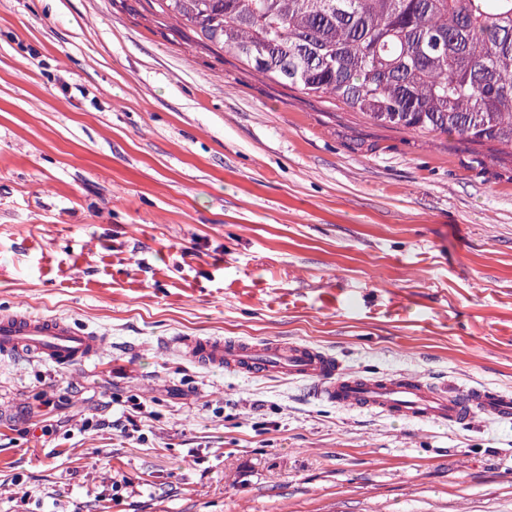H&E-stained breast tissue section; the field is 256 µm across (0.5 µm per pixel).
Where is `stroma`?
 <instances>
[{
    "label": "stroma",
    "instance_id": "1",
    "mask_svg": "<svg viewBox=\"0 0 512 512\" xmlns=\"http://www.w3.org/2000/svg\"><path fill=\"white\" fill-rule=\"evenodd\" d=\"M0 310L105 340L0 357V512H512V421L347 411L159 348L284 338L512 391V152L373 123L145 0H0Z\"/></svg>",
    "mask_w": 512,
    "mask_h": 512
}]
</instances>
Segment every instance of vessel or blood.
<instances>
[{"label":"vessel or blood","mask_w":512,"mask_h":512,"mask_svg":"<svg viewBox=\"0 0 512 512\" xmlns=\"http://www.w3.org/2000/svg\"><path fill=\"white\" fill-rule=\"evenodd\" d=\"M101 337L61 317L0 311V356L30 354L68 369L99 355ZM194 364L250 376L285 375L310 382L316 397L340 408L413 421L465 425L479 415L512 421V391L482 385L451 392L408 373L367 377L336 355L294 341L182 336L170 344Z\"/></svg>","instance_id":"1"}]
</instances>
